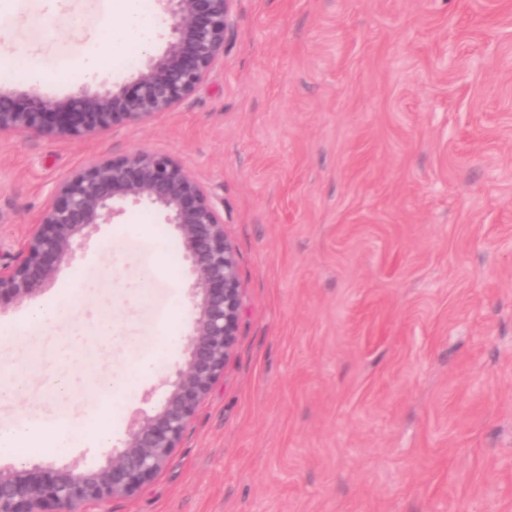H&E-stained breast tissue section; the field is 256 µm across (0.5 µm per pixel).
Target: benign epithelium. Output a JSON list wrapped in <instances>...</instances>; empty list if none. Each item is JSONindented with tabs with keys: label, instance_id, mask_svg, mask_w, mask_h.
Here are the masks:
<instances>
[{
	"label": "benign epithelium",
	"instance_id": "obj_1",
	"mask_svg": "<svg viewBox=\"0 0 512 512\" xmlns=\"http://www.w3.org/2000/svg\"><path fill=\"white\" fill-rule=\"evenodd\" d=\"M165 50L143 52L133 90L83 86L58 100L0 89V137L81 139L117 124H145L191 96L224 55L233 0H160ZM128 206H149L174 227L192 277L194 316L184 363L151 414L95 468L0 464V512H78L139 493L179 447L198 407L224 375L237 339L241 288L234 249L214 197L167 153L134 151L74 171L34 220L23 257L0 261V308L20 305L53 281L74 247Z\"/></svg>",
	"mask_w": 512,
	"mask_h": 512
}]
</instances>
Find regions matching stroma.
Instances as JSON below:
<instances>
[{
	"mask_svg": "<svg viewBox=\"0 0 512 512\" xmlns=\"http://www.w3.org/2000/svg\"><path fill=\"white\" fill-rule=\"evenodd\" d=\"M112 2L10 0L0 52L58 78L0 88L67 97ZM137 150L217 198L242 310L162 471L80 512H512V0H234L223 57L173 110L75 141L0 137V254L21 256L73 171ZM175 240L127 209L0 313V367L23 382L0 427L83 434L35 461L96 467L161 401L190 329L161 338L175 305L192 312L182 255L157 254ZM66 293L69 320L14 335ZM105 415L106 449L89 438Z\"/></svg>",
	"mask_w": 512,
	"mask_h": 512,
	"instance_id": "1",
	"label": "stroma"
}]
</instances>
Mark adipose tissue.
<instances>
[{"label":"adipose tissue","instance_id":"1","mask_svg":"<svg viewBox=\"0 0 512 512\" xmlns=\"http://www.w3.org/2000/svg\"><path fill=\"white\" fill-rule=\"evenodd\" d=\"M116 9L111 13L99 35L98 49L79 67V81H92L109 66L113 56L127 48L142 51L152 44L155 18L144 9L142 0H115ZM64 433L53 425L35 427L21 424L0 432V457L24 459L25 449L67 447Z\"/></svg>","mask_w":512,"mask_h":512}]
</instances>
